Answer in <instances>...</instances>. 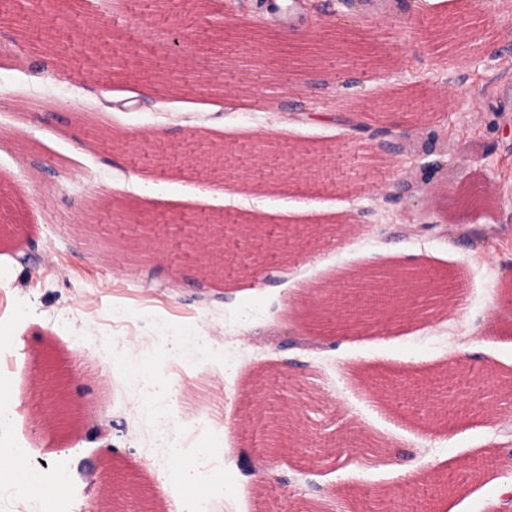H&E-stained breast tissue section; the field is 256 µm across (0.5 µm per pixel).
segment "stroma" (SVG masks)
<instances>
[{"label":"stroma","mask_w":512,"mask_h":512,"mask_svg":"<svg viewBox=\"0 0 512 512\" xmlns=\"http://www.w3.org/2000/svg\"><path fill=\"white\" fill-rule=\"evenodd\" d=\"M300 3L295 29L258 0H56L21 30L0 16V448L27 450L1 486L62 469V512H92L116 473L127 512H166L220 458L222 512H500L484 462L512 461V413L476 383L512 379V0ZM456 21L472 36L449 38ZM337 22L349 48L314 65L265 50ZM433 128L469 163L398 186L427 158L394 154L397 134ZM196 227L224 229L222 272ZM389 266H463L467 292L442 320L281 346L302 290ZM51 354L85 412L69 431L31 397ZM172 359L225 393L221 431L177 467L157 424L192 419L193 385ZM287 406L274 480L243 476Z\"/></svg>","instance_id":"35a3bbf8"}]
</instances>
